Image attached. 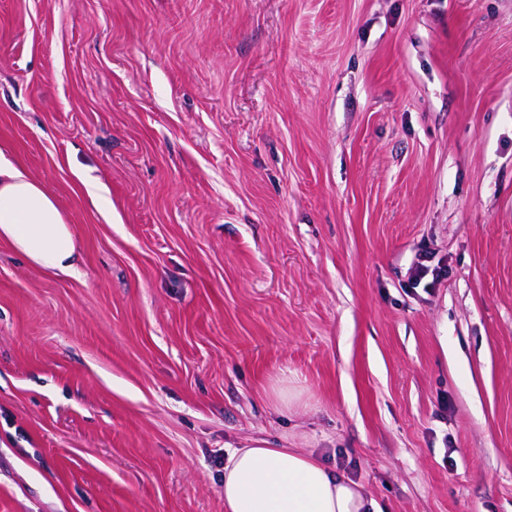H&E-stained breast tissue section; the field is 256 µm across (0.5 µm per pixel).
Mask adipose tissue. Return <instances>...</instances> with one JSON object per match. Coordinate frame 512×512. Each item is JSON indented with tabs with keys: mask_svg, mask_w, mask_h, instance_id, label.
Wrapping results in <instances>:
<instances>
[{
	"mask_svg": "<svg viewBox=\"0 0 512 512\" xmlns=\"http://www.w3.org/2000/svg\"><path fill=\"white\" fill-rule=\"evenodd\" d=\"M0 239L33 265L74 273L76 239L44 184L0 159ZM224 512H381L347 473L298 448L260 440L229 453L224 465Z\"/></svg>",
	"mask_w": 512,
	"mask_h": 512,
	"instance_id": "adipose-tissue-1",
	"label": "adipose tissue"
}]
</instances>
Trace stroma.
I'll use <instances>...</instances> for the list:
<instances>
[{
	"label": "stroma",
	"mask_w": 512,
	"mask_h": 512,
	"mask_svg": "<svg viewBox=\"0 0 512 512\" xmlns=\"http://www.w3.org/2000/svg\"><path fill=\"white\" fill-rule=\"evenodd\" d=\"M0 156L78 245L0 241V512H224L258 439L512 512V0H0Z\"/></svg>",
	"instance_id": "35a3bbf8"
}]
</instances>
